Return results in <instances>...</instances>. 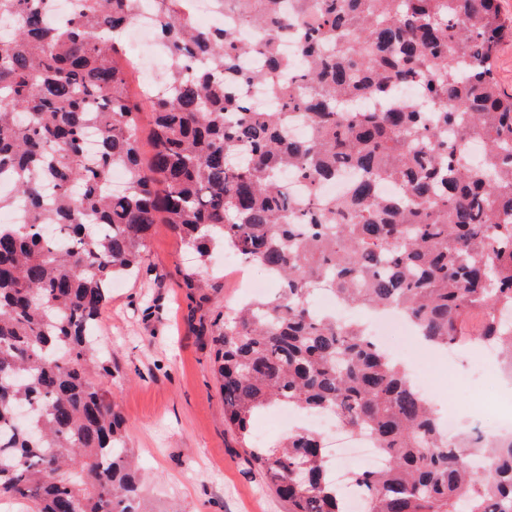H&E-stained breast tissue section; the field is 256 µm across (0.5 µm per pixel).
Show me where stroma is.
<instances>
[{"label":"stroma","mask_w":512,"mask_h":512,"mask_svg":"<svg viewBox=\"0 0 512 512\" xmlns=\"http://www.w3.org/2000/svg\"><path fill=\"white\" fill-rule=\"evenodd\" d=\"M199 273L207 288L186 287ZM239 299L220 254L200 264L164 228L149 240L137 277L112 285L100 336L112 397L156 512H288L224 423L212 333L218 313ZM482 358L476 349L452 360L440 355L430 390L439 409L494 398L491 380L458 388L459 377Z\"/></svg>","instance_id":"obj_1"}]
</instances>
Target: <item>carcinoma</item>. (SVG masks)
<instances>
[{
    "instance_id": "cac0c4a2",
    "label": "carcinoma",
    "mask_w": 512,
    "mask_h": 512,
    "mask_svg": "<svg viewBox=\"0 0 512 512\" xmlns=\"http://www.w3.org/2000/svg\"><path fill=\"white\" fill-rule=\"evenodd\" d=\"M216 2L237 25L204 32L184 0H156L170 88L140 86L145 162L122 43L136 0H77L61 25L51 0H0V214L25 211L0 221V495L149 512L94 336L112 280L163 224L203 261L232 251L279 280L275 298L224 311L213 342L224 421L288 512L347 510L319 434L252 444V418L278 406L371 437L386 463L355 476L366 512H512V436L448 443L402 366L312 307L327 286L398 308L432 344L497 348L512 374V93L495 70L512 19L499 0ZM413 81L420 97L401 100ZM254 83L281 111L235 89ZM295 114L305 138L287 132Z\"/></svg>"
}]
</instances>
